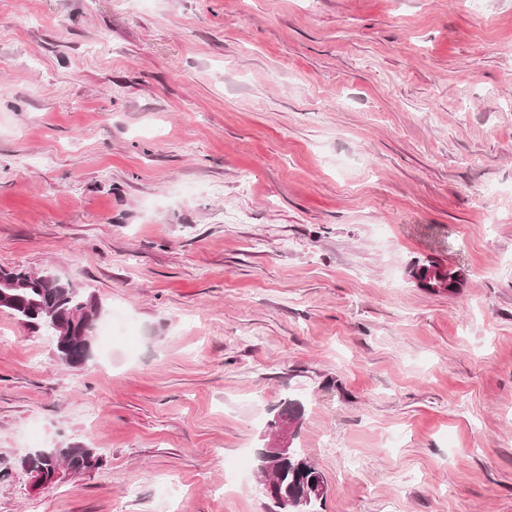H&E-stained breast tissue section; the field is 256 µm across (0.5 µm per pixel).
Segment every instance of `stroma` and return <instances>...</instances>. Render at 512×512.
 <instances>
[{"label": "stroma", "mask_w": 512, "mask_h": 512, "mask_svg": "<svg viewBox=\"0 0 512 512\" xmlns=\"http://www.w3.org/2000/svg\"><path fill=\"white\" fill-rule=\"evenodd\" d=\"M0 267L127 320L0 311V512H280L288 399L316 512H512V0H0ZM46 273L0 268V281H22L30 285L18 291L21 298L17 306L4 307L2 310L9 312L34 332H49L55 338L60 363L74 367L89 358L86 342H94L95 327L101 314L100 304L93 298H85L80 289L69 282L43 280ZM73 311L83 313L82 319L86 324L78 336H85L86 342L76 336L60 341L61 332L57 329V321L64 324ZM98 311L100 313L96 316ZM294 428L291 426H284L279 428L275 433L272 434L269 446L265 451L259 452V459L262 461L259 469H268L269 464L266 462L272 454L287 452L292 444ZM56 461L67 464L79 472H87L88 462L92 456L100 455L91 445L59 446L55 448ZM101 458V457H100ZM51 462L48 466L29 470L32 478V486L35 489H44L58 481L64 473H73L64 465Z\"/></svg>", "instance_id": "35a3bbf8"}]
</instances>
